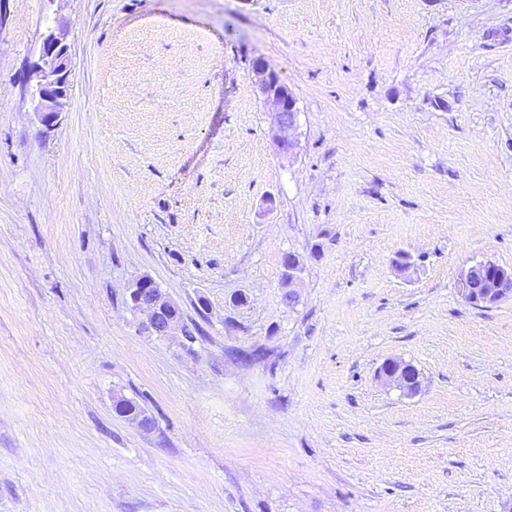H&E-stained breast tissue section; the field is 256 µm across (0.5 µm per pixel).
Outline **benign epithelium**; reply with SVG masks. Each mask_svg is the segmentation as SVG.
<instances>
[{"label": "benign epithelium", "mask_w": 512, "mask_h": 512, "mask_svg": "<svg viewBox=\"0 0 512 512\" xmlns=\"http://www.w3.org/2000/svg\"><path fill=\"white\" fill-rule=\"evenodd\" d=\"M252 72L269 107L274 141L281 152L289 153L293 142L281 138L277 132L294 126L296 99L264 60H255ZM33 74L36 83L31 87V96L36 102V111L41 115V121L50 125L71 95L69 45L62 28H49L42 35ZM459 287L467 302L485 307L495 305L512 298V268L489 259L477 261L462 271ZM130 300L135 309L147 314V328L152 335L166 337L182 327L179 319L168 316L166 308L173 303L152 280L142 278L137 281L130 291ZM378 376L408 394L419 388L417 370L401 360H387Z\"/></svg>", "instance_id": "7a95c632"}]
</instances>
